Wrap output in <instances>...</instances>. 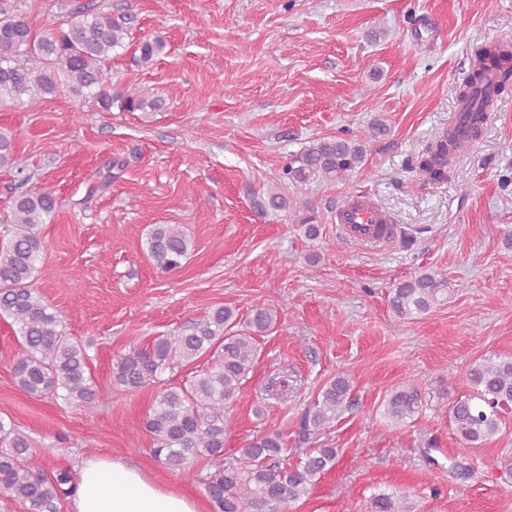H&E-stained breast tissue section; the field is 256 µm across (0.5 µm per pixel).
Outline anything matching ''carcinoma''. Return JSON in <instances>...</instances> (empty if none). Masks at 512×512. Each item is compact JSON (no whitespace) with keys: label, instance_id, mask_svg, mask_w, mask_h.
Returning a JSON list of instances; mask_svg holds the SVG:
<instances>
[{"label":"carcinoma","instance_id":"cac0c4a2","mask_svg":"<svg viewBox=\"0 0 512 512\" xmlns=\"http://www.w3.org/2000/svg\"><path fill=\"white\" fill-rule=\"evenodd\" d=\"M125 21L105 13L66 18L36 34L18 15L0 11V100L43 99L64 88L76 97H91L100 112H155L162 98L144 91H116L112 84V52L125 47ZM164 49L160 40L138 44L137 63L146 65ZM512 53L497 43L478 46L471 71L459 88L470 139L462 141L453 129L442 133L419 160L431 180L447 177L449 160L477 140L483 131L489 103L512 79ZM366 156L365 143L354 137L317 138L288 158L270 176L263 193L255 196L260 216L285 211L293 202L282 191L288 185L341 181ZM0 167L18 177L12 202L9 240L0 247V312L19 325L24 349L13 361L18 387L29 395L59 398L87 411L100 406L101 393L90 374L89 345L67 334L59 314L34 288L37 263L43 251L39 227L51 221L57 196L32 181L26 159L14 146L13 135L0 130ZM145 251L163 272L180 269L192 251V241L179 224H155L146 234ZM448 293V279L434 269L415 273L392 288L389 305L400 319L429 313ZM278 323L277 312L265 304L251 306L245 329L237 330L234 312L219 307L198 320L158 337L151 346L132 348L117 358L113 374L129 390L162 383L166 372L207 358V367L179 384L161 388L146 419L153 437V456L184 479L197 482L217 512H283L306 497L320 478L336 466L334 448H302L299 460L288 463V448L275 432L249 441L239 456L224 462L226 413L251 398L246 389L258 357L257 337ZM468 392L448 402V422L460 448L448 475L470 479L476 465L472 454L500 435L512 413V359L489 355L473 362L465 373ZM352 382L338 376L318 393L301 421L310 435L336 420L350 406ZM426 396L417 384H406L385 399L384 414L404 423L423 410ZM214 460V471L203 475L196 459ZM0 488L23 512H61L64 499L76 492L70 468H48L39 460L30 438L13 421L0 417ZM371 512H414L408 496L379 494Z\"/></svg>","mask_w":512,"mask_h":512}]
</instances>
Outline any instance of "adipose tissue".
I'll return each instance as SVG.
<instances>
[{
	"mask_svg": "<svg viewBox=\"0 0 512 512\" xmlns=\"http://www.w3.org/2000/svg\"><path fill=\"white\" fill-rule=\"evenodd\" d=\"M70 512H200L199 503L170 490L118 455H93L76 466Z\"/></svg>",
	"mask_w": 512,
	"mask_h": 512,
	"instance_id": "adipose-tissue-1",
	"label": "adipose tissue"
}]
</instances>
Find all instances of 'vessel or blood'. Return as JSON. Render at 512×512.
Segmentation results:
<instances>
[{
  "label": "vessel or blood",
  "instance_id": "vessel-or-blood-1",
  "mask_svg": "<svg viewBox=\"0 0 512 512\" xmlns=\"http://www.w3.org/2000/svg\"><path fill=\"white\" fill-rule=\"evenodd\" d=\"M334 221L337 233L357 245L377 248L395 238L386 213L362 194L346 195L336 209Z\"/></svg>",
  "mask_w": 512,
  "mask_h": 512
}]
</instances>
